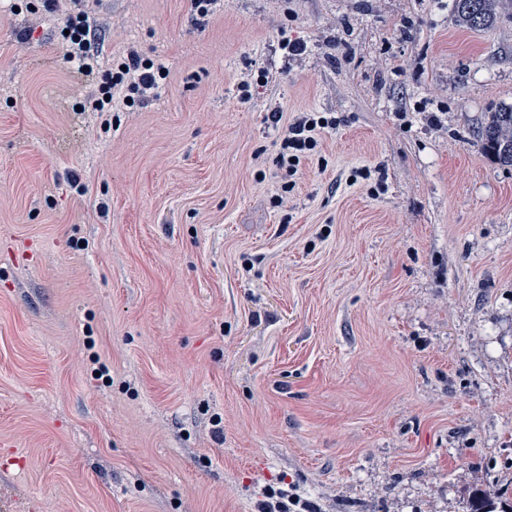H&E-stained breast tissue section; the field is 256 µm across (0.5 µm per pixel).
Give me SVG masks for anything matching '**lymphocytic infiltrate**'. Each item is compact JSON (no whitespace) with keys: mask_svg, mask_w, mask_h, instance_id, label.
Returning a JSON list of instances; mask_svg holds the SVG:
<instances>
[{"mask_svg":"<svg viewBox=\"0 0 512 512\" xmlns=\"http://www.w3.org/2000/svg\"><path fill=\"white\" fill-rule=\"evenodd\" d=\"M35 16L48 13L59 16L66 34L62 38L65 58L76 65L91 88L89 103L95 112H132L153 97L167 68L130 48L113 57L112 66L99 70L93 46L106 25L96 8L87 0H42L34 8ZM336 118L319 112H302L289 123L276 158L279 169L295 175L301 161L316 149L317 131L335 126Z\"/></svg>","mask_w":512,"mask_h":512,"instance_id":"1","label":"lymphocytic infiltrate"}]
</instances>
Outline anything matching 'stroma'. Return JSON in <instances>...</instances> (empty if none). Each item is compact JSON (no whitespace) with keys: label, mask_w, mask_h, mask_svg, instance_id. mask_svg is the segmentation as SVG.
I'll use <instances>...</instances> for the list:
<instances>
[{"label":"stroma","mask_w":512,"mask_h":512,"mask_svg":"<svg viewBox=\"0 0 512 512\" xmlns=\"http://www.w3.org/2000/svg\"><path fill=\"white\" fill-rule=\"evenodd\" d=\"M17 2L0 512H257L284 482L317 512L500 496L512 167L475 133L512 106V5L477 31L451 0H223L202 20L102 0L100 67L133 46L169 77L137 111L87 112L54 19ZM311 111L337 124L275 205L281 140Z\"/></svg>","instance_id":"1"}]
</instances>
